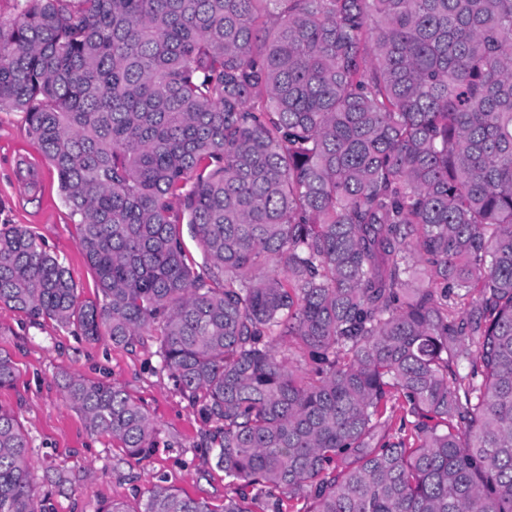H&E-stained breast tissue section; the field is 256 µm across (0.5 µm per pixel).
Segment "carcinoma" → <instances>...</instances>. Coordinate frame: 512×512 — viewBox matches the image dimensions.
<instances>
[{
    "mask_svg": "<svg viewBox=\"0 0 512 512\" xmlns=\"http://www.w3.org/2000/svg\"><path fill=\"white\" fill-rule=\"evenodd\" d=\"M4 107L102 301L5 224L0 305L116 346L159 328L161 371L218 423L234 495L157 484L143 512H512V0H22ZM62 388L153 454L122 389ZM30 465L0 408V512H37Z\"/></svg>",
    "mask_w": 512,
    "mask_h": 512,
    "instance_id": "cac0c4a2",
    "label": "carcinoma"
}]
</instances>
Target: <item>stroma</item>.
<instances>
[{
    "instance_id": "35a3bbf8",
    "label": "stroma",
    "mask_w": 512,
    "mask_h": 512,
    "mask_svg": "<svg viewBox=\"0 0 512 512\" xmlns=\"http://www.w3.org/2000/svg\"><path fill=\"white\" fill-rule=\"evenodd\" d=\"M37 157L20 111H0V225L19 224L41 237L64 258L81 299L101 297L78 248L77 223L63 202L54 176L38 191L18 179L19 155ZM158 336L135 348L89 341L51 321H34L0 306V350L18 368L12 388L0 389V407L12 411L30 440V482L39 512H96L105 502H123L142 512L152 484L219 505L231 489L209 449L215 425L159 369ZM79 375L123 389L141 403L159 434L154 454L129 459L110 435L89 430L66 399L63 376Z\"/></svg>"
}]
</instances>
